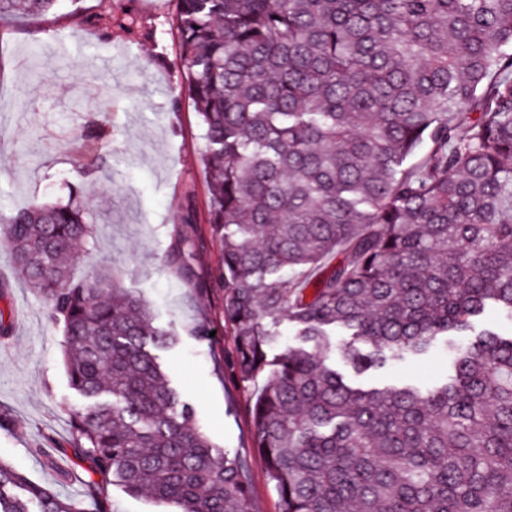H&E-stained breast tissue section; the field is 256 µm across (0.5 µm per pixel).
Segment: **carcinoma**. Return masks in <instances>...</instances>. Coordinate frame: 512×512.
Returning a JSON list of instances; mask_svg holds the SVG:
<instances>
[{
	"label": "carcinoma",
	"instance_id": "obj_1",
	"mask_svg": "<svg viewBox=\"0 0 512 512\" xmlns=\"http://www.w3.org/2000/svg\"><path fill=\"white\" fill-rule=\"evenodd\" d=\"M58 0H0V20ZM222 246L231 370L264 376L253 447L280 512H512V336L460 345L489 305L512 318V0H179ZM3 245L65 336L80 499L0 458V512H110L108 487L177 512H248L156 351L177 336L112 275L75 283L90 208L35 203ZM164 263L186 283L183 241ZM287 320L298 345L269 357ZM350 333L369 350L334 344ZM443 344L423 390L357 373Z\"/></svg>",
	"mask_w": 512,
	"mask_h": 512
}]
</instances>
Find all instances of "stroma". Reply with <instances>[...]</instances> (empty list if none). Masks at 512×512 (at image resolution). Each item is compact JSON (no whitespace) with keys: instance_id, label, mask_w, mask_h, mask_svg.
Here are the masks:
<instances>
[{"instance_id":"1","label":"stroma","mask_w":512,"mask_h":512,"mask_svg":"<svg viewBox=\"0 0 512 512\" xmlns=\"http://www.w3.org/2000/svg\"><path fill=\"white\" fill-rule=\"evenodd\" d=\"M177 0H58L43 16L0 21V209L90 203L96 232L79 247L73 281L101 268L146 302L157 326L174 331L161 354L194 408L198 429L235 456L250 489V512H278L279 500L252 446L254 386L227 368L232 338L217 286L221 247L208 224L202 127L188 91L177 28ZM111 89L112 113L96 111ZM112 128L109 149L90 163L81 144L98 125ZM197 276L190 285L164 265L179 230ZM211 335H198L201 323ZM64 337L44 302L15 273L0 247V457L63 498H81L86 466L71 453L70 409L83 403L63 365ZM444 347L360 377L365 386L417 384L443 377ZM52 439L54 465L34 456ZM67 480H59V471Z\"/></svg>"}]
</instances>
